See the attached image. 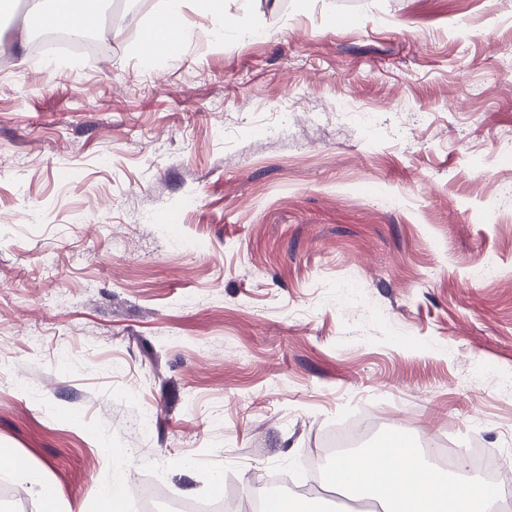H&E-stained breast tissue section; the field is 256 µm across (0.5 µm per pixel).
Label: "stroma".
Returning <instances> with one entry per match:
<instances>
[{
    "mask_svg": "<svg viewBox=\"0 0 512 512\" xmlns=\"http://www.w3.org/2000/svg\"><path fill=\"white\" fill-rule=\"evenodd\" d=\"M161 6L102 0L106 51L50 67L10 34L0 448L91 512L302 473L366 409V448L506 447L512 0H224L221 44L188 5L163 67ZM127 488L121 481H113L112 487L104 489L99 497L98 512H124L126 511Z\"/></svg>",
    "mask_w": 512,
    "mask_h": 512,
    "instance_id": "obj_1",
    "label": "stroma"
}]
</instances>
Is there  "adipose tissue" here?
Here are the masks:
<instances>
[{"instance_id":"adipose-tissue-1","label":"adipose tissue","mask_w":512,"mask_h":512,"mask_svg":"<svg viewBox=\"0 0 512 512\" xmlns=\"http://www.w3.org/2000/svg\"><path fill=\"white\" fill-rule=\"evenodd\" d=\"M93 0H36L26 26L92 24ZM183 0H166L164 22L148 34L160 57H177L179 38L172 26L182 18ZM328 484L350 489L363 498L383 503L385 512H492L494 494L486 484L463 471L433 467L425 448H377L359 460L340 457L326 474Z\"/></svg>"}]
</instances>
